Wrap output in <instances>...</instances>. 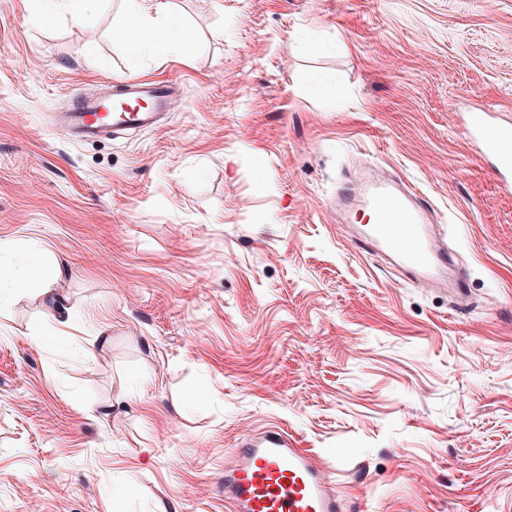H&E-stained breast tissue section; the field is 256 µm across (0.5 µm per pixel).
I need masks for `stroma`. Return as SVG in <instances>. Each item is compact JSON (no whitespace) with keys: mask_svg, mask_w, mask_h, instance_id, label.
<instances>
[{"mask_svg":"<svg viewBox=\"0 0 512 512\" xmlns=\"http://www.w3.org/2000/svg\"><path fill=\"white\" fill-rule=\"evenodd\" d=\"M200 48L131 58L124 0H0V259L62 267L0 308V512H229L237 440L279 426L343 512H512V0H167ZM166 79L160 127L57 112ZM429 199L468 296L347 243L342 172ZM46 334L30 337L33 326ZM41 14L45 17H54L58 8L66 9L73 18L79 19L88 11L95 9L101 0H37ZM468 129L474 142L493 150L498 162L499 176L504 184H508L505 173L512 171V146L504 149L503 144L506 141L512 144V131L506 132L494 125L486 113H480L478 117L468 122Z\"/></svg>","mask_w":512,"mask_h":512,"instance_id":"35a3bbf8","label":"stroma"}]
</instances>
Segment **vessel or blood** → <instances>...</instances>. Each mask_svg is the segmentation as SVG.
<instances>
[{
	"instance_id": "vessel-or-blood-1",
	"label": "vessel or blood",
	"mask_w": 512,
	"mask_h": 512,
	"mask_svg": "<svg viewBox=\"0 0 512 512\" xmlns=\"http://www.w3.org/2000/svg\"><path fill=\"white\" fill-rule=\"evenodd\" d=\"M174 93L169 81H124L114 85L108 98L79 97L62 125L83 140L154 128L166 117ZM468 129L474 142L493 149L499 173L512 171L511 130L503 131L485 113L472 119ZM336 208L374 215L372 223L357 226L354 248L392 254L412 279L464 293L465 281L448 276L452 259L440 225L432 221L431 205L420 194L365 168L340 181ZM395 223L416 229L414 239L399 248L391 236ZM234 453L233 465L224 471V500L232 512H341L317 464L278 427L244 436Z\"/></svg>"
}]
</instances>
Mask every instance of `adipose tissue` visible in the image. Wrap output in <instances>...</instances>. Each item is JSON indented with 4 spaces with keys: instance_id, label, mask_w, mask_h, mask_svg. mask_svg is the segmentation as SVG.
Returning a JSON list of instances; mask_svg holds the SVG:
<instances>
[{
    "instance_id": "adipose-tissue-1",
    "label": "adipose tissue",
    "mask_w": 512,
    "mask_h": 512,
    "mask_svg": "<svg viewBox=\"0 0 512 512\" xmlns=\"http://www.w3.org/2000/svg\"><path fill=\"white\" fill-rule=\"evenodd\" d=\"M128 18L122 33V46L131 57H139L155 47L162 46L184 56L195 52L198 43L190 30L176 17L163 11L155 0H127ZM44 249H23L12 261L0 262V293L14 294L36 287L50 304H58V278L46 274L32 279L44 256Z\"/></svg>"
}]
</instances>
